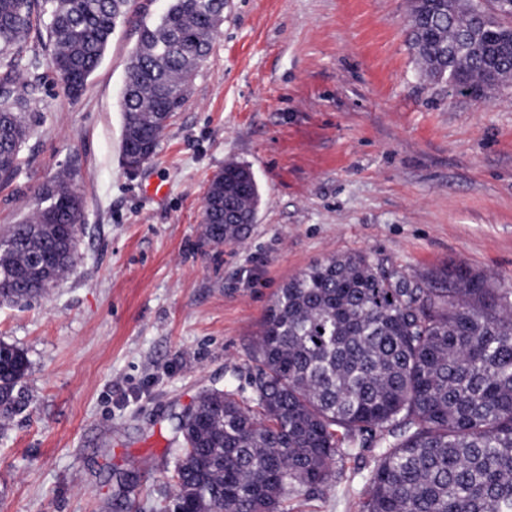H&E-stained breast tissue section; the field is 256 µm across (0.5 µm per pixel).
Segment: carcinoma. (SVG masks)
I'll use <instances>...</instances> for the list:
<instances>
[{
	"mask_svg": "<svg viewBox=\"0 0 512 512\" xmlns=\"http://www.w3.org/2000/svg\"><path fill=\"white\" fill-rule=\"evenodd\" d=\"M216 0H169L131 53L120 108L121 164L152 159L186 84L224 20ZM130 0H0V181L20 171L29 134L13 85L37 60L13 49L49 18L51 63L65 92L84 90ZM512 13L499 0L410 3L407 43L430 80L474 90L512 78L502 40ZM473 49L450 62L442 47L463 31ZM262 201L250 167L210 179L205 241H241ZM83 203L63 178L46 186L22 224L0 236V299L44 293L78 261ZM445 287L386 270L362 254L310 265L278 289L254 353L252 396L203 390L175 426L183 439L173 497L195 512H282L299 488L331 478L342 440L381 433L362 512H512V288L462 264ZM31 362L0 341V420L29 404Z\"/></svg>",
	"mask_w": 512,
	"mask_h": 512,
	"instance_id": "cac0c4a2",
	"label": "carcinoma"
}]
</instances>
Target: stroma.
Masks as SVG:
<instances>
[{"mask_svg":"<svg viewBox=\"0 0 512 512\" xmlns=\"http://www.w3.org/2000/svg\"><path fill=\"white\" fill-rule=\"evenodd\" d=\"M132 0L76 96L51 65L47 18L21 45L30 135L0 183V234L67 176L83 200L79 260L30 305L0 303V340L31 362L29 407L0 426V512H160L203 387L250 397L276 291L332 256L405 274L451 263L512 286V84L478 102L426 78L408 0H227L210 54L156 156L120 163V98L143 23ZM235 161L262 191L243 241L204 250L208 183ZM167 185L150 197L148 182ZM377 442L337 458L284 512H361Z\"/></svg>","mask_w":512,"mask_h":512,"instance_id":"35a3bbf8","label":"stroma"}]
</instances>
